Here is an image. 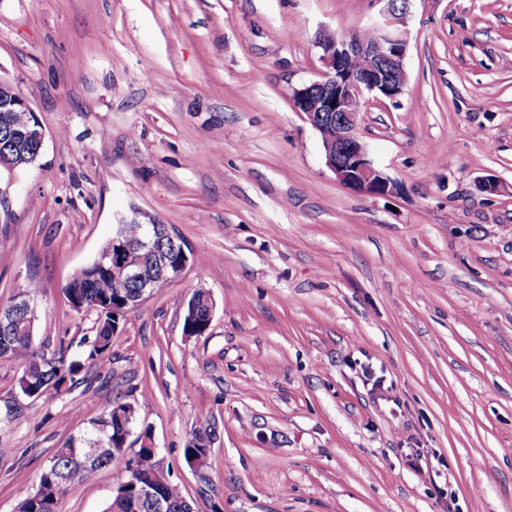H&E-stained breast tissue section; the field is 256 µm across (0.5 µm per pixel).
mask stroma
Wrapping results in <instances>:
<instances>
[{
	"instance_id": "obj_1",
	"label": "stroma",
	"mask_w": 512,
	"mask_h": 512,
	"mask_svg": "<svg viewBox=\"0 0 512 512\" xmlns=\"http://www.w3.org/2000/svg\"><path fill=\"white\" fill-rule=\"evenodd\" d=\"M379 9L0 0V80L46 131L0 172V305L36 289V347L75 354L96 314L63 288L114 224L149 212L190 251L67 392L16 401L0 361V512L114 400L145 398L136 426L197 512H512V0H411L405 90L358 125L384 197L337 181L292 102L317 32ZM197 288L213 318L188 337ZM125 476L114 461L59 512H104ZM211 431L212 423L207 417L198 419L197 426L195 427L191 438L187 441L184 448V458L188 464L191 459L197 458L200 455L206 456L210 447V441L207 448L198 447L197 442H201L204 439L210 438Z\"/></svg>"
}]
</instances>
